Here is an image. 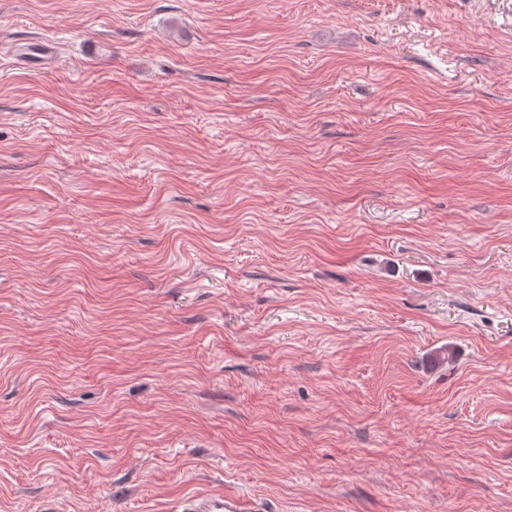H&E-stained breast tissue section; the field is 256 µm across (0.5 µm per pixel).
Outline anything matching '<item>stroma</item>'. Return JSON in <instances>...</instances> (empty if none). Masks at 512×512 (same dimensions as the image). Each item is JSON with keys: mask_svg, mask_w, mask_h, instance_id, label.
<instances>
[{"mask_svg": "<svg viewBox=\"0 0 512 512\" xmlns=\"http://www.w3.org/2000/svg\"><path fill=\"white\" fill-rule=\"evenodd\" d=\"M224 487L512 512V0H0V512Z\"/></svg>", "mask_w": 512, "mask_h": 512, "instance_id": "35a3bbf8", "label": "stroma"}]
</instances>
